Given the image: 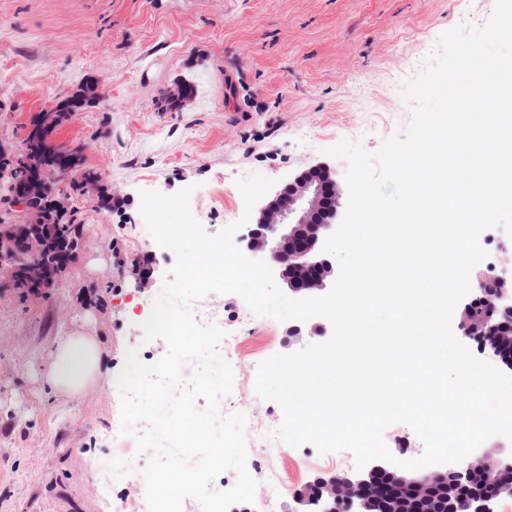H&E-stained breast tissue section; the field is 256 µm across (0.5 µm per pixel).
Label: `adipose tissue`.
I'll return each mask as SVG.
<instances>
[{
    "label": "adipose tissue",
    "instance_id": "obj_1",
    "mask_svg": "<svg viewBox=\"0 0 512 512\" xmlns=\"http://www.w3.org/2000/svg\"><path fill=\"white\" fill-rule=\"evenodd\" d=\"M99 367L100 351L95 336L74 333L58 338L45 376L57 392L77 395L94 380Z\"/></svg>",
    "mask_w": 512,
    "mask_h": 512
}]
</instances>
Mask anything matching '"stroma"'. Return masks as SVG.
<instances>
[{"instance_id":"1","label":"stroma","mask_w":512,"mask_h":512,"mask_svg":"<svg viewBox=\"0 0 512 512\" xmlns=\"http://www.w3.org/2000/svg\"><path fill=\"white\" fill-rule=\"evenodd\" d=\"M496 0H0V141L20 148L30 122L88 77L107 97L57 128L56 141L90 144L84 165L102 172L117 208L73 195L67 217L83 225L79 255L55 288L26 297L0 288V512H142L127 481L103 473L120 423L118 377L128 348L162 357L163 339L143 342L138 323L175 263L140 212L145 190L190 189L204 231L238 224L245 213L239 179L260 174L283 185L328 166L345 183L348 164L327 155L342 140L377 151L404 134L412 107L404 82L425 67L440 36L459 25L483 28ZM195 85L179 111L158 93ZM223 193L224 207L207 210ZM150 290L137 286L139 269ZM267 332L242 358L239 373L329 340L332 325L314 316L289 335L290 321L259 318ZM86 330L100 338L101 363L82 395H58L44 372L58 337ZM222 409L250 411L255 425L280 424L283 412L253 384L236 388ZM284 464L311 461L274 512L316 477L356 473L352 452L325 463L310 444L284 446ZM298 469V468H297Z\"/></svg>"}]
</instances>
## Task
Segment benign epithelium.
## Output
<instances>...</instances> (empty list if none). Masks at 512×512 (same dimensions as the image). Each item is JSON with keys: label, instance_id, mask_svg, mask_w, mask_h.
Segmentation results:
<instances>
[{"label": "benign epithelium", "instance_id": "1", "mask_svg": "<svg viewBox=\"0 0 512 512\" xmlns=\"http://www.w3.org/2000/svg\"><path fill=\"white\" fill-rule=\"evenodd\" d=\"M88 105L100 103L104 87L90 80L77 90ZM49 171L34 154L20 155L0 142V167L20 168L24 176L13 181L8 196L23 212L17 224H0V273L9 287L35 295L52 287L50 256L38 232L44 212L29 207L45 199L58 214L62 201L50 194L51 183L73 179L76 168L69 156L60 155ZM341 189L330 168L310 167L289 180L259 211L246 237L251 257L268 263L272 273L301 299L320 295L333 274L332 263L316 254V245L334 226L340 208ZM482 305L480 319L472 308ZM499 315H512V277H490L479 271L470 281V298L458 316L462 339L486 346L512 348V336L501 333ZM480 477L479 489L460 497L461 489ZM512 484V458L486 455L464 467L437 466L406 473L385 461H376L364 474L350 478L317 477L296 492L300 507L315 512H492V501L502 487Z\"/></svg>", "mask_w": 512, "mask_h": 512}]
</instances>
